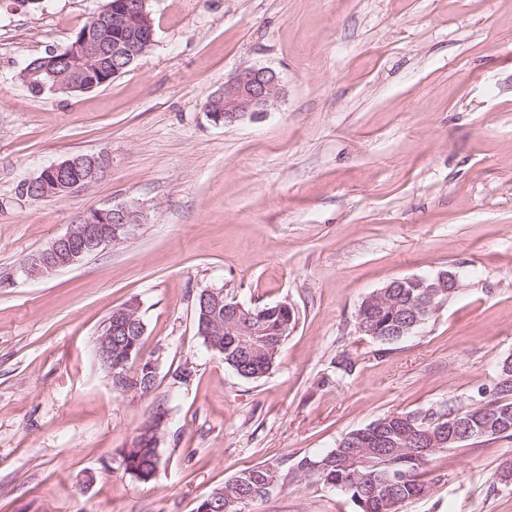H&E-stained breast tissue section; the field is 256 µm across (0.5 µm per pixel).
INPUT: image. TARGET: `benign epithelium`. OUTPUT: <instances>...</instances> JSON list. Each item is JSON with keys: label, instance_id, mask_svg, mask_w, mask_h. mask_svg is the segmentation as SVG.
Listing matches in <instances>:
<instances>
[{"label": "benign epithelium", "instance_id": "obj_1", "mask_svg": "<svg viewBox=\"0 0 512 512\" xmlns=\"http://www.w3.org/2000/svg\"><path fill=\"white\" fill-rule=\"evenodd\" d=\"M149 0H134L121 10L96 17L80 29L76 40L69 47L70 57L78 65L68 72L66 85L60 84L53 66L46 65L37 71L23 73L25 81L37 85L41 90L53 94L60 91L80 90L93 87L100 71L82 66V62L97 56L102 46L112 37V28L125 27L132 23L142 29L143 37L131 44L117 43L112 48L117 57L138 58L154 43V25L151 13L147 10ZM285 96V86L280 76L267 67H247L237 71L224 82V88L215 92L213 98L224 100V111L211 112L209 117L216 124L232 125L244 120H259L268 115L271 108ZM112 171V155L99 152L69 156L54 162L41 170L35 184L40 187L43 198L49 199L60 194L68 195L86 190L103 180ZM144 211L135 205H110L91 208L80 214L65 233L55 237L48 246L35 255L28 264L27 273L31 277L52 274L60 269L81 264L86 258L115 246L127 238L144 221ZM412 281L423 289L415 308V323L420 324L435 307V301L443 288H461L459 273L450 269L448 273L435 278L414 277ZM202 304L205 317L197 329L200 337L224 335V322L220 307L227 305L236 313L244 311L238 303H226L224 290L216 287L202 289ZM139 303L129 301L112 309L103 322L96 340V357L107 373H112V356L120 353L132 354L128 345L130 337L145 335V326L137 321ZM258 312L247 313L248 319H235L234 331L240 336L266 335L263 321L257 319ZM159 359L137 355V371L147 374L148 388L154 390ZM167 424V415L153 412L140 429V433L154 437L153 446H158Z\"/></svg>", "mask_w": 512, "mask_h": 512}]
</instances>
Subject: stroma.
<instances>
[{"label": "stroma", "mask_w": 512, "mask_h": 512, "mask_svg": "<svg viewBox=\"0 0 512 512\" xmlns=\"http://www.w3.org/2000/svg\"><path fill=\"white\" fill-rule=\"evenodd\" d=\"M105 0H0V512H196L239 471L315 457L393 412L468 402L512 355V0H150L155 42L111 83L27 90L17 72L64 51ZM286 94L261 121H210L241 68ZM108 150L86 191L32 202L17 185ZM143 207L125 242L40 279L26 260L82 212ZM452 268L462 288L380 350L358 307L395 279ZM290 303L277 364L240 377L197 334L194 298ZM137 301L152 393L120 394L94 342ZM354 371L337 378L340 353ZM183 366L193 376L172 377ZM167 427L154 478L124 474L153 408ZM512 439L444 452L431 496L402 512H512L492 475ZM254 512H355L307 481Z\"/></svg>", "instance_id": "obj_1"}]
</instances>
